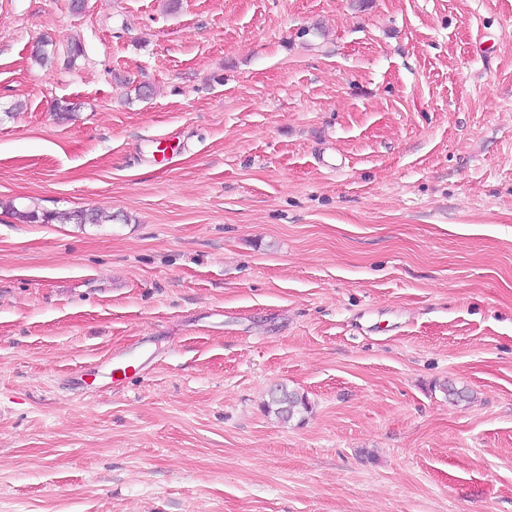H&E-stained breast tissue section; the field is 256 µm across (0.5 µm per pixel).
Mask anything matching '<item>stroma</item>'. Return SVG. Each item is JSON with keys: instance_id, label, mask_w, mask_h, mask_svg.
<instances>
[{"instance_id": "obj_1", "label": "stroma", "mask_w": 512, "mask_h": 512, "mask_svg": "<svg viewBox=\"0 0 512 512\" xmlns=\"http://www.w3.org/2000/svg\"><path fill=\"white\" fill-rule=\"evenodd\" d=\"M0 512H512V0H0ZM17 218L23 222H38L49 224V223H67L71 220H75L79 224H97L100 222L99 214L96 212L77 211L73 213H59V212H48L45 211L41 216L34 212H26L20 210H14ZM264 407L268 414H273L282 423H288L307 412L309 404L306 397L296 390L280 386L271 392Z\"/></svg>"}]
</instances>
